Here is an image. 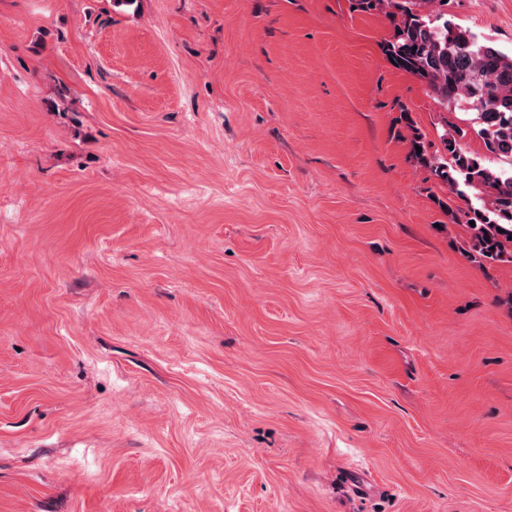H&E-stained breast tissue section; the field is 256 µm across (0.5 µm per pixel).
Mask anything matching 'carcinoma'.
Returning <instances> with one entry per match:
<instances>
[{"label": "carcinoma", "mask_w": 512, "mask_h": 512, "mask_svg": "<svg viewBox=\"0 0 512 512\" xmlns=\"http://www.w3.org/2000/svg\"><path fill=\"white\" fill-rule=\"evenodd\" d=\"M357 7L391 19L394 33L383 45L386 58L425 82L444 109L441 154L429 153L426 136L401 112L411 130L410 158L429 168L450 193L474 195L480 206L465 211L438 204L455 223L469 227L471 248L481 260L511 263L512 57L448 19V3L442 0H357ZM464 104L476 111L481 155L465 150L463 130L448 121V110Z\"/></svg>", "instance_id": "carcinoma-1"}]
</instances>
